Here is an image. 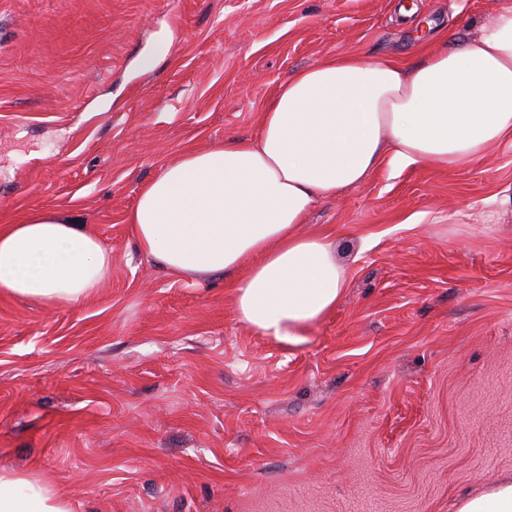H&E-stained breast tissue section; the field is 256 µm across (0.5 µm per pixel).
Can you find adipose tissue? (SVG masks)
Here are the masks:
<instances>
[{"label": "adipose tissue", "instance_id": "adipose-tissue-1", "mask_svg": "<svg viewBox=\"0 0 512 512\" xmlns=\"http://www.w3.org/2000/svg\"><path fill=\"white\" fill-rule=\"evenodd\" d=\"M421 59L326 57L284 81L252 140L190 149L140 191L126 222L170 273H235L233 300L258 332L292 342L341 299L346 270L324 233L299 232L319 199L381 169H448L512 144V0L459 44ZM252 258L242 268L243 258ZM99 239L52 210L0 224V289L73 305L107 276ZM0 512H69L51 480L0 471Z\"/></svg>", "mask_w": 512, "mask_h": 512}]
</instances>
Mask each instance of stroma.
Wrapping results in <instances>:
<instances>
[{"label":"stroma","mask_w":512,"mask_h":512,"mask_svg":"<svg viewBox=\"0 0 512 512\" xmlns=\"http://www.w3.org/2000/svg\"><path fill=\"white\" fill-rule=\"evenodd\" d=\"M401 2L0 0V213L112 254L74 305L0 291V470L71 512H458L512 482V146L319 200L301 229L333 232L346 288L293 344L125 222L185 149L257 137L296 71L416 62ZM413 2L457 43L504 0Z\"/></svg>","instance_id":"obj_1"}]
</instances>
